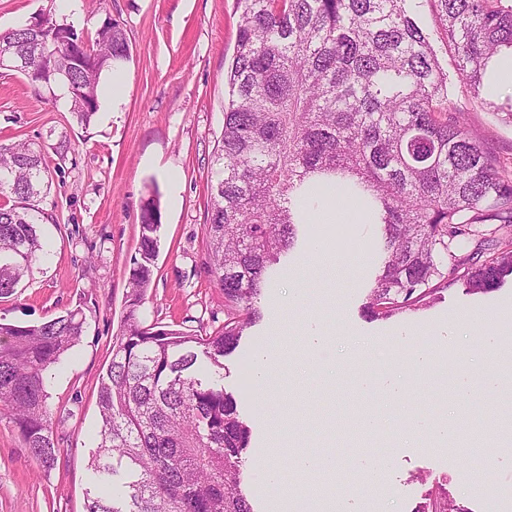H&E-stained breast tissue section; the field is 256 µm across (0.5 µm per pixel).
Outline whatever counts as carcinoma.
<instances>
[{
  "mask_svg": "<svg viewBox=\"0 0 512 512\" xmlns=\"http://www.w3.org/2000/svg\"><path fill=\"white\" fill-rule=\"evenodd\" d=\"M412 0H235V51L224 73L221 145L207 212L211 271L227 318L210 336L157 324L140 310L159 252L157 196L140 212L139 257L112 362L98 390L95 477L86 512H253L240 487L250 429L219 370L257 307L271 267L295 244L299 194L340 187L356 206L380 204L384 256L365 308L386 319L429 302L448 280L488 292L512 275V171L450 116L448 72L414 18ZM456 69L484 94L488 65L512 52V0H428ZM89 62L61 80L70 112L88 125L103 72L130 58L112 29L83 37ZM45 86L44 50L23 25L0 34V54ZM48 174L30 143L0 144V298L39 260L34 198ZM78 309L51 320L0 322V405L39 465L59 448L50 426L48 373L83 335Z\"/></svg>",
  "mask_w": 512,
  "mask_h": 512,
  "instance_id": "carcinoma-1",
  "label": "carcinoma"
}]
</instances>
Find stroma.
I'll return each mask as SVG.
<instances>
[{"label":"stroma","mask_w":512,"mask_h":512,"mask_svg":"<svg viewBox=\"0 0 512 512\" xmlns=\"http://www.w3.org/2000/svg\"><path fill=\"white\" fill-rule=\"evenodd\" d=\"M86 34L109 18L120 21L131 56L122 64L124 96L111 111H97L89 126L77 124L56 91L35 90L19 72L0 69V143H36L52 179L35 204L44 254L14 294L0 298V317L14 324L43 322L66 311L86 315L80 343L48 380L53 436L60 453L43 470L0 408V512H84L89 457L96 447L98 388L112 361V336L124 311L127 281L140 239V207L158 196L160 247L141 317L198 336L224 325V294L210 271L206 216L213 158L224 124V64L232 56L238 15L234 0H78ZM414 16L448 73V98L464 123L493 154L512 167V124L498 105L476 101L460 81L455 57L429 0H415ZM45 15L69 22L65 0H0V33ZM331 236L335 246H356L355 272L311 260L313 242ZM382 228L377 224H301L294 248L273 268L262 291L261 317L239 347L224 358L220 381L251 430L243 455L241 487L254 512H274L275 490L260 480L262 462L277 465L285 487L301 482L349 500L351 512H414L422 494L446 488L452 506L466 512H512V446L498 444L493 423L512 424V387L478 394L464 404L453 398L459 365L483 374L512 365V275L492 292L463 282L439 289L431 303L388 319L372 320L363 306L381 266ZM309 299L305 310L288 305L289 294ZM349 332L334 336L317 360L298 339L306 318ZM480 319L484 329L468 324ZM279 333L288 353L277 362L273 389L258 397L251 382L252 350ZM436 357L435 378L412 381L415 352ZM399 374L406 391L358 396L359 374ZM269 414L261 416L257 400ZM395 425L387 443L368 437L364 415ZM452 419L478 428L473 449L431 444L420 420ZM394 453L381 486L366 498L351 495L368 459ZM333 449L336 473L301 468L303 458ZM495 489L497 500L485 492Z\"/></svg>","instance_id":"35a3bbf8"}]
</instances>
